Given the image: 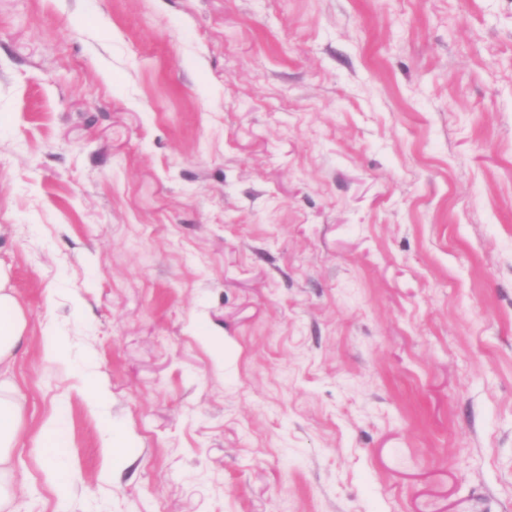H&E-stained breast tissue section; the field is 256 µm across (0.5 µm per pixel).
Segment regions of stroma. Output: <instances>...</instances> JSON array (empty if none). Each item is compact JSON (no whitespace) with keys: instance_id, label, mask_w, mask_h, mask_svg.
I'll list each match as a JSON object with an SVG mask.
<instances>
[{"instance_id":"1","label":"stroma","mask_w":512,"mask_h":512,"mask_svg":"<svg viewBox=\"0 0 512 512\" xmlns=\"http://www.w3.org/2000/svg\"><path fill=\"white\" fill-rule=\"evenodd\" d=\"M0 265L11 512H512V0H0ZM27 322L11 286L10 273L0 265V510L14 499L19 488L11 483L16 436L23 414L15 396L12 361L25 343ZM45 444L42 452L45 457L50 459L58 458L63 451L61 430L58 424L53 420H48L44 429Z\"/></svg>"}]
</instances>
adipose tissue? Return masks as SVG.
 Listing matches in <instances>:
<instances>
[{
	"label": "adipose tissue",
	"instance_id": "obj_1",
	"mask_svg": "<svg viewBox=\"0 0 512 512\" xmlns=\"http://www.w3.org/2000/svg\"><path fill=\"white\" fill-rule=\"evenodd\" d=\"M26 330V318L14 295L10 273L0 266V504L18 494L11 483V472L23 414L15 396L12 361L25 343Z\"/></svg>",
	"mask_w": 512,
	"mask_h": 512
}]
</instances>
